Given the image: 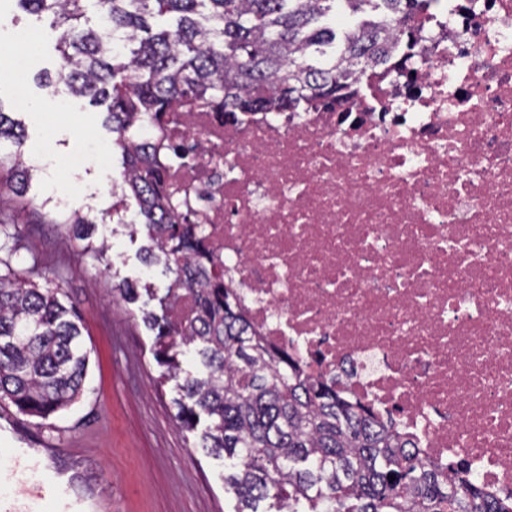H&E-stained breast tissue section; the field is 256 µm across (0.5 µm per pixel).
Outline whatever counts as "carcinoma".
Masks as SVG:
<instances>
[{
    "instance_id": "carcinoma-1",
    "label": "carcinoma",
    "mask_w": 512,
    "mask_h": 512,
    "mask_svg": "<svg viewBox=\"0 0 512 512\" xmlns=\"http://www.w3.org/2000/svg\"><path fill=\"white\" fill-rule=\"evenodd\" d=\"M16 2L68 25L59 80L72 95L106 105L123 189L143 217V262L174 275L164 295L146 289L162 310L144 317L158 328L156 358L182 380L188 402L177 401V420L192 430L206 415L202 447L236 460L224 473L235 512H260L267 500L274 512H512V501L488 494L463 464L426 462L393 423L249 335L199 225L181 223L165 205L163 179L137 145L139 123L184 98L219 99L234 117L268 105L345 101L374 64L401 76L422 39L412 21L435 18L443 0H94V29L82 27L89 0ZM34 171L23 133L0 111V197L5 189L25 196ZM38 207L84 241V256L107 260L109 246L91 239L86 217L51 211L44 200ZM12 254L0 243V401L47 419L81 394L88 354L76 307L31 280L37 267L14 269ZM183 292L196 307L186 324L175 318ZM186 348L202 371H184Z\"/></svg>"
}]
</instances>
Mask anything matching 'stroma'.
Listing matches in <instances>:
<instances>
[{"label": "stroma", "instance_id": "obj_1", "mask_svg": "<svg viewBox=\"0 0 512 512\" xmlns=\"http://www.w3.org/2000/svg\"><path fill=\"white\" fill-rule=\"evenodd\" d=\"M23 29L35 32L40 51L24 81L0 68V110L23 128L26 151L41 155V171L28 194L40 199L76 185L70 208L97 222V236L110 245V263L87 259L81 240L65 226L15 204L13 262L25 268L38 258L62 301L78 307L89 358L83 392L65 411L44 420L0 403V416L15 428L10 440L52 441L58 449L52 467L77 475L95 503H107L108 512H234L235 497L224 490L229 462L207 455L198 432L177 421V385L164 379L165 369L152 352L155 333L142 320L144 312L158 308L144 288L164 291L172 275L160 266L145 267L143 232L132 231L127 221H101L115 207L127 220L139 210L136 200L121 192V155L102 124L104 109L72 97L63 82L39 84L40 71L57 73L61 31L52 28L49 16L36 17L15 0H0V57L9 55ZM21 93L27 99L23 108L17 105ZM124 282L140 289L137 301L116 293Z\"/></svg>", "mask_w": 512, "mask_h": 512}]
</instances>
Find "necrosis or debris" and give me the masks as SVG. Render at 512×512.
Returning <instances> with one entry per match:
<instances>
[{
	"label": "necrosis or debris",
	"mask_w": 512,
	"mask_h": 512,
	"mask_svg": "<svg viewBox=\"0 0 512 512\" xmlns=\"http://www.w3.org/2000/svg\"><path fill=\"white\" fill-rule=\"evenodd\" d=\"M424 28L350 100L183 101L143 139L255 336L512 498V0Z\"/></svg>",
	"instance_id": "1"
}]
</instances>
